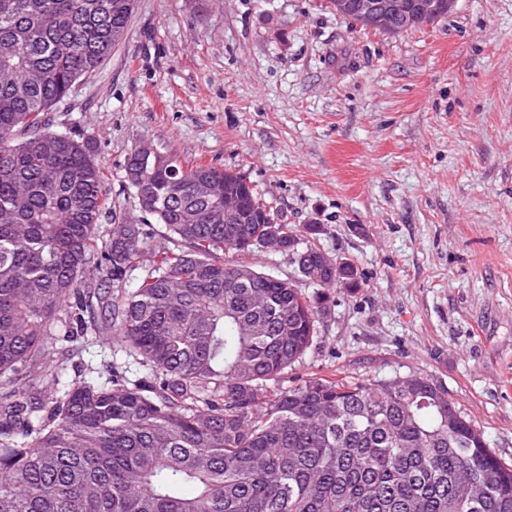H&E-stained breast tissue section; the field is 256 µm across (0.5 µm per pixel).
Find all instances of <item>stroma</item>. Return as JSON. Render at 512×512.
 <instances>
[{
	"label": "stroma",
	"instance_id": "obj_1",
	"mask_svg": "<svg viewBox=\"0 0 512 512\" xmlns=\"http://www.w3.org/2000/svg\"><path fill=\"white\" fill-rule=\"evenodd\" d=\"M49 117L94 138L113 221L141 216L125 164L147 143L243 172L281 223L321 224L317 245L362 284L329 291L284 385L427 377L512 465V0H457L399 35L328 0H136L123 39ZM224 259L320 292L288 254ZM53 348L59 384H0V406L107 382L110 364L144 373L107 333Z\"/></svg>",
	"mask_w": 512,
	"mask_h": 512
}]
</instances>
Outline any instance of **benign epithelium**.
<instances>
[{
    "mask_svg": "<svg viewBox=\"0 0 512 512\" xmlns=\"http://www.w3.org/2000/svg\"><path fill=\"white\" fill-rule=\"evenodd\" d=\"M455 0H336L332 7L337 14L358 17L356 25L364 30L388 34L408 32L452 11ZM327 265L336 266L341 278L357 276V267L348 260L327 257Z\"/></svg>",
    "mask_w": 512,
    "mask_h": 512,
    "instance_id": "benign-epithelium-1",
    "label": "benign epithelium"
}]
</instances>
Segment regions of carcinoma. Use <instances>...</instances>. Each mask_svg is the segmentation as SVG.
I'll use <instances>...</instances> for the list:
<instances>
[{
  "label": "carcinoma",
  "mask_w": 512,
  "mask_h": 512,
  "mask_svg": "<svg viewBox=\"0 0 512 512\" xmlns=\"http://www.w3.org/2000/svg\"><path fill=\"white\" fill-rule=\"evenodd\" d=\"M130 0H0V382L89 335L97 305L147 374L82 380L31 418L0 408V512H512V468L421 376H310L280 386L314 344L328 297L236 263L270 232L300 236L244 175L150 158L144 223L98 229L104 164L48 113L123 38ZM165 228L137 276L147 224ZM189 244L181 249L178 243ZM303 264L323 271L313 243ZM66 318L60 319L59 314Z\"/></svg>",
  "instance_id": "1"
}]
</instances>
